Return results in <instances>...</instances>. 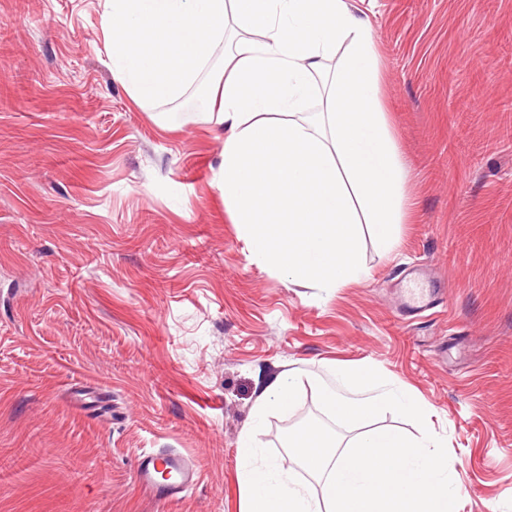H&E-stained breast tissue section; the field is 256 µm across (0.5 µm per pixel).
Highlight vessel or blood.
Here are the masks:
<instances>
[{
  "label": "vessel or blood",
  "instance_id": "obj_1",
  "mask_svg": "<svg viewBox=\"0 0 512 512\" xmlns=\"http://www.w3.org/2000/svg\"><path fill=\"white\" fill-rule=\"evenodd\" d=\"M433 291L422 282H414L404 292V305L414 313L428 309ZM137 477L144 490L163 500H173L198 480L196 464L181 454H146L138 460Z\"/></svg>",
  "mask_w": 512,
  "mask_h": 512
}]
</instances>
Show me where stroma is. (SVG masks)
<instances>
[{"instance_id":"35a3bbf8","label":"stroma","mask_w":512,"mask_h":512,"mask_svg":"<svg viewBox=\"0 0 512 512\" xmlns=\"http://www.w3.org/2000/svg\"><path fill=\"white\" fill-rule=\"evenodd\" d=\"M370 20L414 207L334 289L256 260L218 188L224 132L163 127L112 75L101 0H0V512H240L258 379L376 369L431 414L466 490L512 512V0H350ZM435 289L414 314L415 265ZM303 392L257 435L283 470ZM193 457L158 500L142 452ZM159 466L171 473L170 482H157L156 473ZM137 477L144 490L154 493L159 499L173 500L178 499L182 492L197 483L198 469L189 457L181 454H145L138 460Z\"/></svg>"}]
</instances>
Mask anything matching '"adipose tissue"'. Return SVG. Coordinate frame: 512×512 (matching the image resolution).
Listing matches in <instances>:
<instances>
[{
    "label": "adipose tissue",
    "mask_w": 512,
    "mask_h": 512,
    "mask_svg": "<svg viewBox=\"0 0 512 512\" xmlns=\"http://www.w3.org/2000/svg\"><path fill=\"white\" fill-rule=\"evenodd\" d=\"M112 75L139 105L192 94L227 128L219 187L252 254L302 285L361 279L362 228L395 251L411 203L376 41L347 0H103ZM263 19L260 39L249 38ZM242 30L211 66L228 27ZM335 60L327 73V60ZM326 82L323 111L305 105Z\"/></svg>",
    "instance_id": "obj_1"
}]
</instances>
